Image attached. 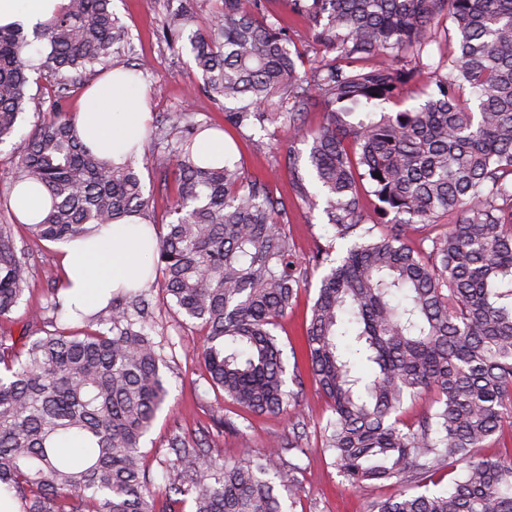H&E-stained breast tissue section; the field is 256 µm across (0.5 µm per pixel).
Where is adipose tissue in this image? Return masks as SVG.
Segmentation results:
<instances>
[{
	"instance_id": "obj_1",
	"label": "adipose tissue",
	"mask_w": 512,
	"mask_h": 512,
	"mask_svg": "<svg viewBox=\"0 0 512 512\" xmlns=\"http://www.w3.org/2000/svg\"><path fill=\"white\" fill-rule=\"evenodd\" d=\"M62 0H0V26L16 21H45ZM146 92L138 76L111 70L89 90L77 115L84 143L100 157L123 162L133 143L142 141L151 122ZM156 247L139 218L102 228L90 239L75 238L59 246L60 262L70 287V305L84 314L105 307L113 291L137 288L147 280L148 259Z\"/></svg>"
}]
</instances>
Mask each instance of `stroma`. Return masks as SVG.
Listing matches in <instances>:
<instances>
[{"label": "stroma", "mask_w": 512, "mask_h": 512, "mask_svg": "<svg viewBox=\"0 0 512 512\" xmlns=\"http://www.w3.org/2000/svg\"><path fill=\"white\" fill-rule=\"evenodd\" d=\"M166 0H112V9L129 28L134 51L132 63L142 65L147 72L148 97L153 119H162L167 113L192 107L200 119L214 125H223L224 111L204 95L195 93L198 73L187 51H178L157 36L165 15ZM262 138L267 145L264 153H254L247 135L230 132L226 139L234 149V159L252 176H261L276 170L269 188L274 195L290 196L288 151L307 152L303 143L289 145L287 126L268 127ZM289 231L294 237L301 257H309L315 244L334 242L336 249L345 243L335 240L334 230L322 211L306 212L290 207ZM32 268L30 285L23 297L24 307L45 305L55 281L61 280L55 244L44 243L30 247ZM155 317L160 331L169 338L172 349L168 353L165 370L169 396L163 410L153 423L144 447L149 457H165L168 440L175 428L203 435L212 433V455L219 462H233L254 457L275 448L288 439L293 425L305 426L306 436L302 451L286 452L285 457L299 465L297 474L300 492L288 512H368V504L385 499L398 492L396 484L379 483L355 489L349 486L331 465L330 457L321 448L320 424L331 415L327 401L316 394L311 380H304L296 412L290 416L255 415L225 402L223 395L214 392L206 382L197 355L204 344L202 332L184 317L162 302L160 280L150 283ZM228 421L222 435H214L217 421Z\"/></svg>", "instance_id": "1"}]
</instances>
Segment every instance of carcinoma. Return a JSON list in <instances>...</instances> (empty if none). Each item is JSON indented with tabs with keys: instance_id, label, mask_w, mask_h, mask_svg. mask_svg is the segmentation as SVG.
Segmentation results:
<instances>
[{
	"instance_id": "obj_1",
	"label": "carcinoma",
	"mask_w": 512,
	"mask_h": 512,
	"mask_svg": "<svg viewBox=\"0 0 512 512\" xmlns=\"http://www.w3.org/2000/svg\"><path fill=\"white\" fill-rule=\"evenodd\" d=\"M212 2L203 21L198 0L167 10L164 40L188 48L200 93L242 103L224 113L227 126L286 124L308 145L306 167L288 155L291 198L322 208L349 245L300 261L288 200L237 163L200 155L214 125L187 107L158 126L173 201L152 271L204 333L208 382L247 413L290 412L296 393L275 329L320 270L302 355L332 411L321 427L331 466L353 488L399 486L368 512H512V454L476 453L512 427V0ZM271 4L305 22L308 49H290ZM448 20L457 56L423 63ZM321 49L310 76L306 58ZM132 50L112 0H66L30 34L0 27V144L18 131L31 72L53 80L50 111L11 170L13 185H40L50 198L24 225L29 240L59 244L131 216L156 226L136 149L120 166L97 157L66 109L88 72L118 67ZM423 73L435 85L427 100L377 111L400 104ZM318 106L325 119L309 127L304 116ZM415 224L437 232L412 243ZM30 276L14 225L0 224L1 320ZM64 290L25 311V342L0 331V489L20 512H284L298 467L277 449L222 464L178 433L175 458L162 460L168 488L155 487L143 448L168 395L167 341L149 293L120 288L73 330L56 324ZM425 394L433 405L406 423L405 406ZM456 467L448 490H427Z\"/></svg>"
}]
</instances>
